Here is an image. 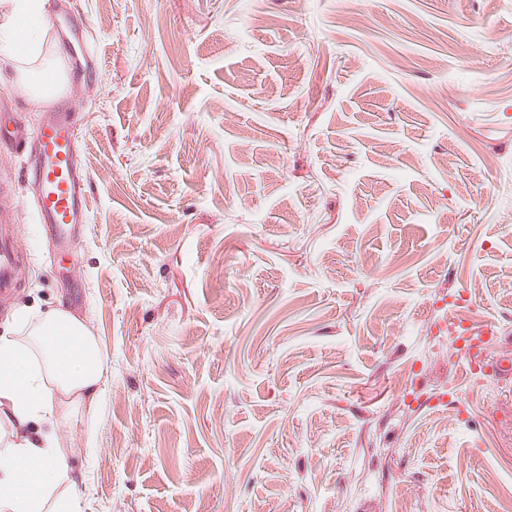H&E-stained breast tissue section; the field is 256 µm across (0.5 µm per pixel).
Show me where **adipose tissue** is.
<instances>
[{"mask_svg": "<svg viewBox=\"0 0 512 512\" xmlns=\"http://www.w3.org/2000/svg\"><path fill=\"white\" fill-rule=\"evenodd\" d=\"M0 66L9 89L36 104L57 99L65 75L43 55L44 0H0ZM13 333L0 336V512H78L77 481L54 430L58 417L95 407L105 391L99 344L64 308L44 314L17 309Z\"/></svg>", "mask_w": 512, "mask_h": 512, "instance_id": "1", "label": "adipose tissue"}]
</instances>
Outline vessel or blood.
I'll use <instances>...</instances> for the list:
<instances>
[{"label":"vessel or blood","mask_w":512,"mask_h":512,"mask_svg":"<svg viewBox=\"0 0 512 512\" xmlns=\"http://www.w3.org/2000/svg\"><path fill=\"white\" fill-rule=\"evenodd\" d=\"M72 108L61 105L53 109L52 118L39 134L33 148L31 177L38 189L36 208L42 223L50 225L59 243L75 251L74 225L85 223L89 203L85 175L79 163L78 141L71 122ZM15 250L12 244H0V292L9 293L15 286L13 268ZM467 363L476 366L486 361L484 342L479 332L465 327Z\"/></svg>","instance_id":"b4317fda"}]
</instances>
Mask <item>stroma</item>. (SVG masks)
<instances>
[{"mask_svg": "<svg viewBox=\"0 0 512 512\" xmlns=\"http://www.w3.org/2000/svg\"><path fill=\"white\" fill-rule=\"evenodd\" d=\"M365 11L368 26L354 17ZM90 209L60 249L0 70V333L65 305L105 395L57 425L81 512H502L512 0H59ZM15 265V250L11 243L3 242L0 248V292L9 293L15 288L13 268ZM460 336H463L465 342V350L467 355L468 369L473 370V367L478 364H483V367L488 366L486 363V355L484 351V341L481 336L483 333L476 332L472 328L463 327L459 332ZM486 363V364H484Z\"/></svg>", "mask_w": 512, "mask_h": 512, "instance_id": "obj_1", "label": "stroma"}]
</instances>
